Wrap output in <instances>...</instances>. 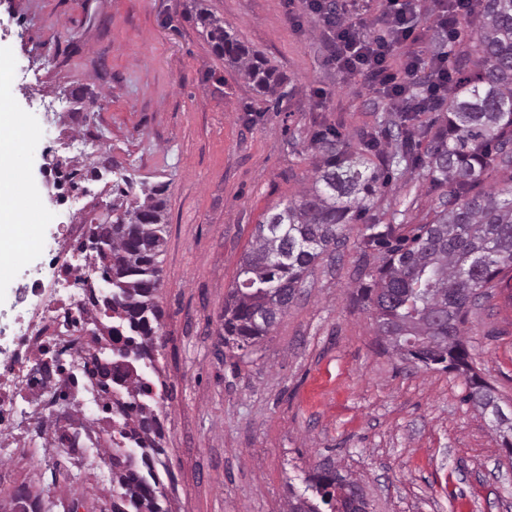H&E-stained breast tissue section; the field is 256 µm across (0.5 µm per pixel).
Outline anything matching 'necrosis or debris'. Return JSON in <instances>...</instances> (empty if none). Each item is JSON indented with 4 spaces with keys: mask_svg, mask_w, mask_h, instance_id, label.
Returning a JSON list of instances; mask_svg holds the SVG:
<instances>
[{
    "mask_svg": "<svg viewBox=\"0 0 512 512\" xmlns=\"http://www.w3.org/2000/svg\"><path fill=\"white\" fill-rule=\"evenodd\" d=\"M76 166L55 161L48 176L54 193L43 221L57 230L38 260L27 262L9 305L0 306V462L25 463L41 479L69 494L96 473L112 469V451L129 445L121 406L138 370L114 366L113 335L103 315L96 225L58 223L100 186L71 180Z\"/></svg>",
    "mask_w": 512,
    "mask_h": 512,
    "instance_id": "necrosis-or-debris-1",
    "label": "necrosis or debris"
}]
</instances>
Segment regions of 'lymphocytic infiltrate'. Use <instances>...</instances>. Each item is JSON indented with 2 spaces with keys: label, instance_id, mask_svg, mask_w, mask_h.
Masks as SVG:
<instances>
[{
  "label": "lymphocytic infiltrate",
  "instance_id": "lymphocytic-infiltrate-1",
  "mask_svg": "<svg viewBox=\"0 0 512 512\" xmlns=\"http://www.w3.org/2000/svg\"><path fill=\"white\" fill-rule=\"evenodd\" d=\"M359 0H339L336 18L328 29L333 35L330 43L331 61L350 77L361 78L373 91L386 94L404 111H416L417 105L403 94L402 89L426 73V92L431 96L446 93L454 80L449 77L446 53L418 49L408 52L402 64H395V49L407 42H417V23L423 13H430L436 24L455 32L461 20L474 14V0H432L431 9H424L422 0H384L378 15L379 23L388 27L391 39L368 38L365 29L370 20L357 9Z\"/></svg>",
  "mask_w": 512,
  "mask_h": 512
}]
</instances>
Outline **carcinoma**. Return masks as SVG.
Returning <instances> with one entry per match:
<instances>
[{"instance_id": "obj_1", "label": "carcinoma", "mask_w": 512, "mask_h": 512, "mask_svg": "<svg viewBox=\"0 0 512 512\" xmlns=\"http://www.w3.org/2000/svg\"><path fill=\"white\" fill-rule=\"evenodd\" d=\"M196 17L213 51L253 85L267 109L277 108L283 85L277 69L202 2ZM466 41L452 95L426 100V110L444 113L436 129H411L402 112L399 120L385 119L362 136L359 151L334 129L314 136L309 186L255 227L224 302V346L242 350L268 335L292 303L286 292L303 284L319 258L346 238L349 225L373 209L390 173L418 169L431 185L448 187V200L432 222L394 246V225H364L361 243L386 252L360 300L387 348L417 364H442L465 375V400L512 433V417L495 388L474 372L463 340L473 297L486 295L512 266V184L488 183L494 171L508 167L505 149L512 144V0H476ZM422 140L427 145L419 153ZM120 196L124 201L112 204L117 222L102 226L96 239L107 241L110 257V265H101L102 278L112 276V303L105 309L133 337L113 360L143 365L158 351L163 317L157 292L165 202L159 189L131 199L123 189ZM153 387L137 379L121 408L142 448L137 456L129 448L112 449V512H169L154 473L164 454L162 434L142 399ZM309 489L320 503L299 498L291 512H320L322 504L333 512L338 504L344 512H365L359 489L326 468L309 477Z\"/></svg>"}]
</instances>
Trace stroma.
Masks as SVG:
<instances>
[{"instance_id": "1", "label": "stroma", "mask_w": 512, "mask_h": 512, "mask_svg": "<svg viewBox=\"0 0 512 512\" xmlns=\"http://www.w3.org/2000/svg\"><path fill=\"white\" fill-rule=\"evenodd\" d=\"M284 78L278 110L212 50L193 0H0V49L14 113L46 154L24 169L36 194L55 154L43 106L97 133L91 161L164 187V311L154 366L172 512H288L327 462L356 483L367 512H512V452L465 402L464 376L384 350L353 294L381 251L352 224L276 327L244 350L225 347L224 302L252 232L299 195L311 142L332 125L360 148L390 106L328 57L321 22L288 21L287 0H205ZM444 189L393 178L368 216L411 235ZM465 339L475 370L512 407V267L472 308Z\"/></svg>"}]
</instances>
